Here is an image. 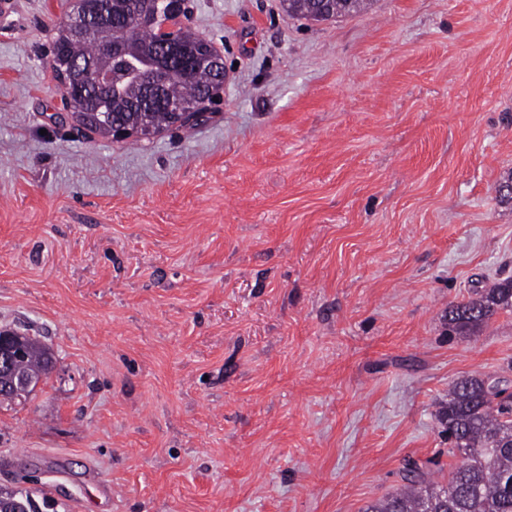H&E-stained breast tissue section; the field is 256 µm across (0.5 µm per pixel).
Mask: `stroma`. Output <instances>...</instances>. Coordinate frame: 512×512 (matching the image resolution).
<instances>
[{"label":"stroma","mask_w":512,"mask_h":512,"mask_svg":"<svg viewBox=\"0 0 512 512\" xmlns=\"http://www.w3.org/2000/svg\"><path fill=\"white\" fill-rule=\"evenodd\" d=\"M0 14V328L57 367L0 404V488L67 512H361L454 464L459 378L512 383V0H373L316 22L192 0L223 101L137 142L77 130L70 0ZM512 314V276L499 279L489 288H475L468 298L448 307V332L475 336L496 314Z\"/></svg>","instance_id":"35a3bbf8"}]
</instances>
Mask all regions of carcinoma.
I'll list each match as a JSON object with an SVG mask.
<instances>
[{
    "instance_id": "1",
    "label": "carcinoma",
    "mask_w": 512,
    "mask_h": 512,
    "mask_svg": "<svg viewBox=\"0 0 512 512\" xmlns=\"http://www.w3.org/2000/svg\"><path fill=\"white\" fill-rule=\"evenodd\" d=\"M368 2L281 0L289 16L313 21L323 8H333L342 17L366 11ZM156 8L171 16L188 12L185 0H159ZM108 38L120 47L111 57L101 52ZM176 40L198 62L155 70L159 35L145 0H112L110 22H94L78 38L69 35L67 23H62L53 42L54 73H68L78 62L100 78L97 83H77L65 108L80 126L105 138L116 127L126 129L130 136L148 138L184 126L182 115L171 106L221 93L224 68L218 63L220 55L190 29L178 27ZM155 85L166 105L146 108L143 103ZM500 312L512 314V276L488 288H475L467 298L450 305L448 332L473 336ZM49 358L46 348L30 340L24 355L13 364L17 385L4 393L6 400L28 394L25 381L42 374ZM496 383L495 379L465 377L448 389V404L439 411V420L462 461L451 467L447 485L426 479L417 463L409 460L403 467L402 488L364 512H512V393ZM37 497V492L28 489L0 490V504L23 512H42L48 506L47 498L39 501Z\"/></svg>"
}]
</instances>
